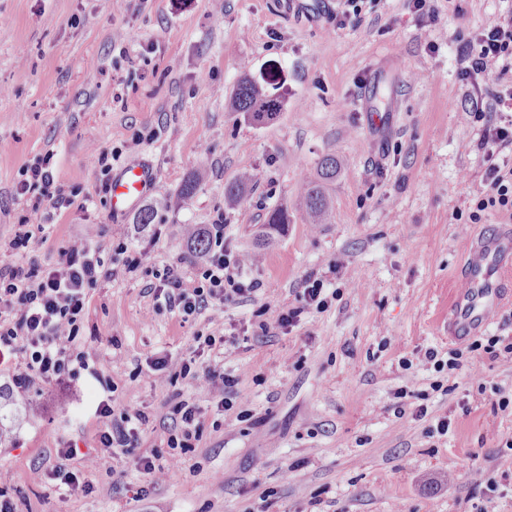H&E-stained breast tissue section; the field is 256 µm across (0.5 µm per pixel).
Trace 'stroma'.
<instances>
[{"mask_svg": "<svg viewBox=\"0 0 512 512\" xmlns=\"http://www.w3.org/2000/svg\"><path fill=\"white\" fill-rule=\"evenodd\" d=\"M283 2L223 0L219 16L214 0H0V266L52 262L88 224L104 263L80 336L96 350L88 367L41 392L14 388L0 369V486L20 512H482L491 481L496 512H512V409L499 406L512 397V354L448 335L467 248L512 226L506 211L469 218L475 198L494 193L470 102L506 86L461 74L463 49L503 4L436 0L422 16L409 0H363L360 19L340 26L336 0L289 12ZM272 66L283 102L274 120L225 110L242 75L259 80ZM93 145L117 152L113 169L154 168L143 200L153 224L113 216ZM329 153L342 168L327 186L332 213L313 229L297 189ZM47 155L76 203L34 213L15 189ZM200 168L206 179L181 199ZM243 170L258 180L239 210L224 185ZM278 206L291 224L241 269L259 289L219 320L181 321L147 293L151 273L114 260L118 243L148 244L152 266L190 269L184 225L219 215L225 248L245 256ZM23 224L48 225L43 248H10ZM339 258L345 268L330 272ZM311 272L324 275L329 305L281 332L277 315L300 307ZM199 334L223 337L212 364L238 384L222 409L197 397L202 436L184 454L167 446L170 406L194 390L156 387L152 364L179 360ZM430 349L464 355L439 372ZM103 400L148 415L133 451L98 447ZM70 445L90 491L33 482ZM142 455L157 456L159 480L143 475Z\"/></svg>", "mask_w": 512, "mask_h": 512, "instance_id": "35a3bbf8", "label": "stroma"}]
</instances>
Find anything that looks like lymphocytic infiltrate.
Masks as SVG:
<instances>
[{
  "label": "lymphocytic infiltrate",
  "mask_w": 512,
  "mask_h": 512,
  "mask_svg": "<svg viewBox=\"0 0 512 512\" xmlns=\"http://www.w3.org/2000/svg\"><path fill=\"white\" fill-rule=\"evenodd\" d=\"M464 75L498 78L512 73V7L499 14L477 36V48L467 55ZM476 114L497 113L498 120L486 123L477 148L484 158L485 181L495 193L476 199L475 212L488 209L512 211V163L502 154L512 150V90L497 95L491 104L475 99ZM50 158H42L27 167L16 187V195L29 202L32 210L48 205L71 204L72 199L58 187L50 170ZM224 220L214 219L201 231L208 242L207 251L196 260L192 271L167 265L155 270L149 285L157 304L176 311L182 321L204 312L221 317L227 305L256 292L258 283H244L240 276L242 261L224 249ZM98 227L86 225L83 234L66 241L57 250L55 262L26 266L0 267V363L16 354H24L22 367L16 368L13 383L31 388L62 381L70 364L86 366L92 356L89 347L78 344L92 290L102 276L103 262L94 244ZM223 338L199 335L195 347L177 363L158 361L154 384L166 387L184 379L196 391L222 396L232 392L237 380L210 365L212 354L223 346ZM97 410L104 424L98 442L106 449L129 450L135 447L142 426L148 422L137 409L114 411L108 402ZM172 415L179 431L170 435V448L193 447L199 439L200 409L195 402L182 399L173 404Z\"/></svg>",
  "instance_id": "obj_1"
}]
</instances>
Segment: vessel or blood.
Instances as JSON below:
<instances>
[{
    "mask_svg": "<svg viewBox=\"0 0 512 512\" xmlns=\"http://www.w3.org/2000/svg\"><path fill=\"white\" fill-rule=\"evenodd\" d=\"M155 180L151 167L141 164L124 167L112 179L113 213L119 215L133 209ZM507 279L512 281V240L473 245L460 283L463 304L448 323L449 334H464L485 325L505 301L500 285Z\"/></svg>",
    "mask_w": 512,
    "mask_h": 512,
    "instance_id": "vessel-or-blood-1",
    "label": "vessel or blood"
}]
</instances>
